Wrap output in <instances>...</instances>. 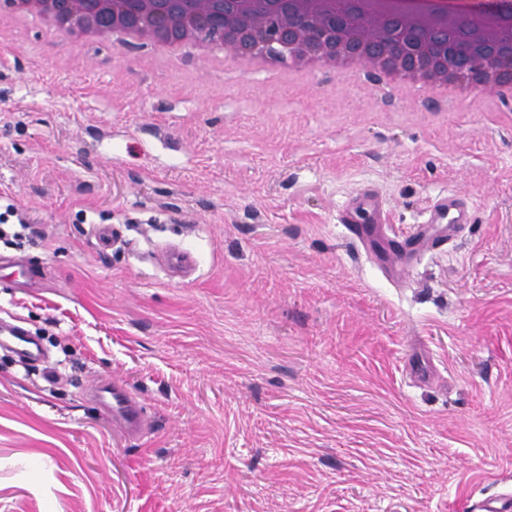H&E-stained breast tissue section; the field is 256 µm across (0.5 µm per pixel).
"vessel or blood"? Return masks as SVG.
<instances>
[{
    "mask_svg": "<svg viewBox=\"0 0 512 512\" xmlns=\"http://www.w3.org/2000/svg\"><path fill=\"white\" fill-rule=\"evenodd\" d=\"M382 202L372 191L364 190L352 200L343 221L351 233L362 241L370 240L377 232L376 224L382 218ZM470 209L460 195L438 197L430 208L426 225L410 237L413 251L426 252L434 244L445 241L457 225L467 223ZM0 345L8 347L19 356L41 361L42 354L28 332L15 323H0ZM102 410L111 416L113 426L125 434L138 435L147 430L150 422L145 407L116 377L98 379L90 389Z\"/></svg>",
    "mask_w": 512,
    "mask_h": 512,
    "instance_id": "b4317fda",
    "label": "vessel or blood"
}]
</instances>
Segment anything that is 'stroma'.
I'll use <instances>...</instances> for the list:
<instances>
[{
	"label": "stroma",
	"instance_id": "35a3bbf8",
	"mask_svg": "<svg viewBox=\"0 0 512 512\" xmlns=\"http://www.w3.org/2000/svg\"><path fill=\"white\" fill-rule=\"evenodd\" d=\"M0 19V512H473L512 493V103ZM373 190L362 245L340 217ZM470 220L385 268L442 194ZM117 238L97 244V225ZM197 260L171 276L164 248ZM45 288H15L12 260ZM428 350L434 377L406 363ZM119 375L153 426L87 400ZM0 335L2 346L8 347L23 358L36 362L41 361L42 354L40 349L37 347L34 339L29 336L28 332L20 325L16 323H5L1 320Z\"/></svg>",
	"mask_w": 512,
	"mask_h": 512
}]
</instances>
